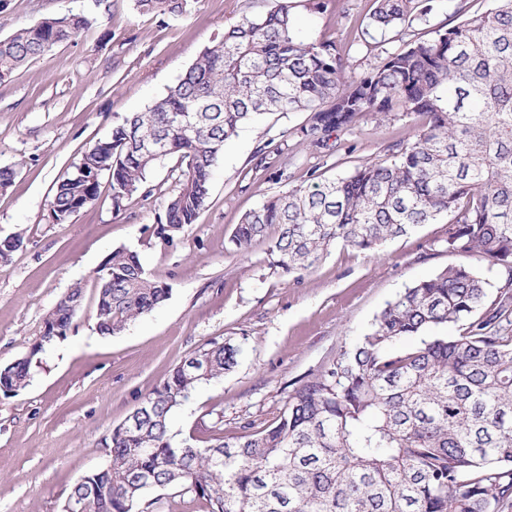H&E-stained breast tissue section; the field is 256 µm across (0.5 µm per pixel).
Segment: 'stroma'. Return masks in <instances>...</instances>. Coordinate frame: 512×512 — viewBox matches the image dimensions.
<instances>
[{"label":"stroma","instance_id":"obj_1","mask_svg":"<svg viewBox=\"0 0 512 512\" xmlns=\"http://www.w3.org/2000/svg\"><path fill=\"white\" fill-rule=\"evenodd\" d=\"M301 38L343 45L353 72L375 68L400 39L370 49L355 41L371 0H295ZM271 0H194L186 18L139 13L133 0H0V38L67 11L91 29L33 59L0 83V169L14 173L0 191V238L24 231L26 244L0 260V366L31 357L28 386L0 393V512H61L74 480L107 461L104 440L167 377L208 340L238 346V363L220 381L195 391L171 418L172 431L211 444L204 425L224 417L225 436L266 426L301 381L327 369L351 348L375 316L405 287L457 261L446 222L426 224L363 254L337 245L300 278L269 264L267 243L247 254L224 242L240 217L288 183L247 178L266 135L295 132L306 115L288 112L241 127L224 146L209 198L195 223L173 243L153 229L176 190V158L160 161L148 180L150 197L133 196L113 213L110 179L98 198L64 223L53 222L59 182L113 124L163 96L243 13L266 11ZM416 36L486 11L490 0H429ZM415 117L366 112L339 132L335 153L293 151L280 163L292 183L345 174L386 157L411 133ZM136 251L145 271L171 294L152 314L116 336L95 324L96 271L116 248ZM81 285L83 309L66 336L35 351L44 321L61 297Z\"/></svg>","mask_w":512,"mask_h":512}]
</instances>
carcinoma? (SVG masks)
<instances>
[{
  "label": "carcinoma",
  "instance_id": "cac0c4a2",
  "mask_svg": "<svg viewBox=\"0 0 512 512\" xmlns=\"http://www.w3.org/2000/svg\"><path fill=\"white\" fill-rule=\"evenodd\" d=\"M191 0H135L142 14L183 17ZM424 0H373L361 39L370 48L427 21ZM84 16L46 18L0 39V82L88 28ZM305 112L296 145L315 152L364 112L420 119L388 159L312 185H292L242 215L228 246L246 254L269 242L272 265L294 275L341 244L372 253L423 224L448 220V253L460 261L388 302L329 368L303 381L265 427L214 444L170 429L174 411L237 364L239 348L211 339L178 363L140 403L135 429L106 440L108 461L73 483L61 512H153L154 491L202 502L205 512H512V0L429 40L404 42L372 71L349 70L336 42L295 34L291 0L243 14L206 47L167 93L112 126L57 187L52 217L67 221L96 200L109 175L112 210L149 197L147 175L178 157L179 186L154 234L166 241L195 223L213 167L240 126ZM158 137L164 152L140 141ZM288 134L263 141L250 172H272ZM503 271L496 295L470 263ZM139 256L117 248L97 272L96 328L117 335L170 296ZM71 288L45 319L36 351L66 335L82 310ZM450 325L454 336H431ZM409 339L417 343L406 346ZM32 358L0 367V390L28 385Z\"/></svg>",
  "mask_w": 512,
  "mask_h": 512
}]
</instances>
